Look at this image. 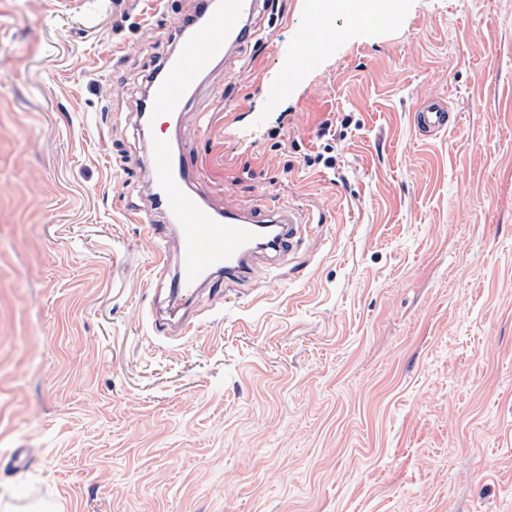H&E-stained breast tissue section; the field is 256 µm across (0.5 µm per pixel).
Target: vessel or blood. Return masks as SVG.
<instances>
[{
  "instance_id": "b4317fda",
  "label": "vessel or blood",
  "mask_w": 512,
  "mask_h": 512,
  "mask_svg": "<svg viewBox=\"0 0 512 512\" xmlns=\"http://www.w3.org/2000/svg\"><path fill=\"white\" fill-rule=\"evenodd\" d=\"M262 4L263 0H193L192 11L176 26L178 50L167 53L148 74L146 91L136 103L138 131L150 144L134 166L150 176L155 194L150 214L133 212L129 218L146 224L154 237L172 242L175 269H168L161 254L155 269L158 276H169L171 294L184 300L216 277L232 285L249 279L259 250L287 254L299 234L295 215L286 206L245 214L208 204L195 190L204 177L198 161L153 135L159 116L188 111L204 75L218 65H233L235 52L255 36L254 19ZM457 122V114L434 97L424 99L415 112L416 126L430 132L448 130ZM263 226L273 229L274 238L261 249L255 238Z\"/></svg>"
}]
</instances>
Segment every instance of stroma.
<instances>
[{
  "label": "stroma",
  "instance_id": "stroma-1",
  "mask_svg": "<svg viewBox=\"0 0 512 512\" xmlns=\"http://www.w3.org/2000/svg\"><path fill=\"white\" fill-rule=\"evenodd\" d=\"M310 4L265 0L160 127L211 204L302 226L181 330L125 212L191 0H0V512H512V0L342 18L299 65ZM433 96L460 122L426 136Z\"/></svg>",
  "mask_w": 512,
  "mask_h": 512
}]
</instances>
